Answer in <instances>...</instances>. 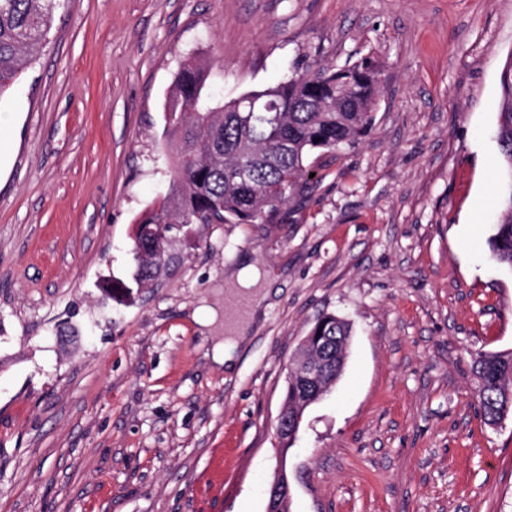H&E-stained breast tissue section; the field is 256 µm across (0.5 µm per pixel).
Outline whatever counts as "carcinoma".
I'll return each mask as SVG.
<instances>
[{"label":"carcinoma","instance_id":"1","mask_svg":"<svg viewBox=\"0 0 512 512\" xmlns=\"http://www.w3.org/2000/svg\"><path fill=\"white\" fill-rule=\"evenodd\" d=\"M54 0H0V97L37 58L50 31ZM380 67L369 57L343 67L307 68L262 90L222 104L202 94L206 73L188 61L178 71L164 106V135L176 144L166 195L138 220L131 248L135 281L155 280L169 253L154 245L177 224L203 219L223 224H272L280 209L303 194L317 152L356 144L372 128L381 92ZM503 100L496 140L502 182L496 205L491 258L512 269V60L501 75ZM316 336L330 340L331 362L321 386L336 381V343L342 350L352 335L343 318L325 313ZM476 402L485 423L501 420L512 404V351L478 352L472 361Z\"/></svg>","mask_w":512,"mask_h":512}]
</instances>
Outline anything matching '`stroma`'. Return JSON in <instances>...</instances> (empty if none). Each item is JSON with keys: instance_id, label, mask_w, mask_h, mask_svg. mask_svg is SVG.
Segmentation results:
<instances>
[{"instance_id": "obj_1", "label": "stroma", "mask_w": 512, "mask_h": 512, "mask_svg": "<svg viewBox=\"0 0 512 512\" xmlns=\"http://www.w3.org/2000/svg\"><path fill=\"white\" fill-rule=\"evenodd\" d=\"M367 55L371 131L282 222L185 225L137 287L181 65L221 104ZM511 58L512 0H58L0 97V512H266L286 367L325 313L354 334L288 452L291 512H512V414L482 421L471 372L512 351L488 248ZM245 258L266 298L226 370Z\"/></svg>"}]
</instances>
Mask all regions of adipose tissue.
Segmentation results:
<instances>
[{
    "instance_id": "obj_1",
    "label": "adipose tissue",
    "mask_w": 512,
    "mask_h": 512,
    "mask_svg": "<svg viewBox=\"0 0 512 512\" xmlns=\"http://www.w3.org/2000/svg\"><path fill=\"white\" fill-rule=\"evenodd\" d=\"M231 276L239 284L240 292L234 308L224 318V331L227 335L225 343L217 347L213 354L216 363L226 366L232 365V349L246 339L264 299L260 289L262 275L249 259H242Z\"/></svg>"
}]
</instances>
